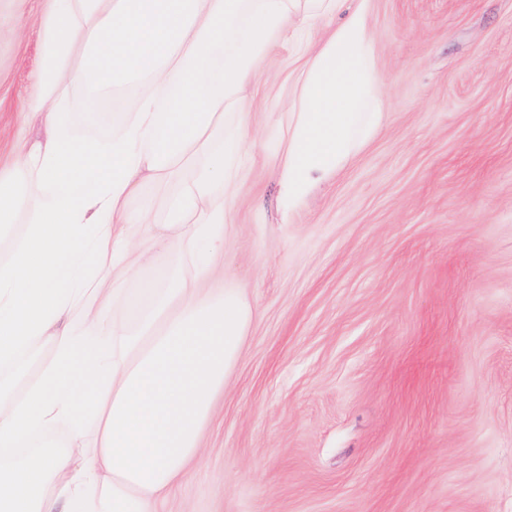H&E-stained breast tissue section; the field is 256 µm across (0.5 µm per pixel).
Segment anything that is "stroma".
I'll list each match as a JSON object with an SVG mask.
<instances>
[{"label": "stroma", "instance_id": "stroma-1", "mask_svg": "<svg viewBox=\"0 0 512 512\" xmlns=\"http://www.w3.org/2000/svg\"><path fill=\"white\" fill-rule=\"evenodd\" d=\"M44 0H0V171L43 137ZM385 108L290 217L251 84L224 277L255 309L164 512H512V0H369Z\"/></svg>", "mask_w": 512, "mask_h": 512}]
</instances>
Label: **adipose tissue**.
<instances>
[{
  "label": "adipose tissue",
  "mask_w": 512,
  "mask_h": 512,
  "mask_svg": "<svg viewBox=\"0 0 512 512\" xmlns=\"http://www.w3.org/2000/svg\"><path fill=\"white\" fill-rule=\"evenodd\" d=\"M333 15L279 120L286 216L378 127L368 0H46L45 136L0 173V512H157L198 463L254 315L221 275L249 80ZM76 88L124 90L111 138L76 135Z\"/></svg>",
  "instance_id": "1"
}]
</instances>
